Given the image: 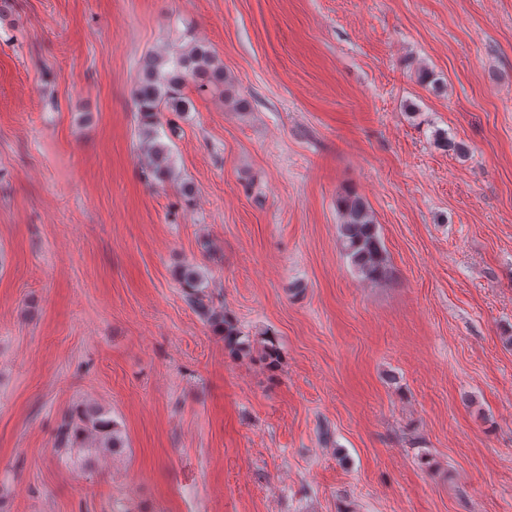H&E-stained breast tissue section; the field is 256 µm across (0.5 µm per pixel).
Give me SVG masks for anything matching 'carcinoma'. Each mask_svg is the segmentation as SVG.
Returning a JSON list of instances; mask_svg holds the SVG:
<instances>
[{"mask_svg":"<svg viewBox=\"0 0 512 512\" xmlns=\"http://www.w3.org/2000/svg\"><path fill=\"white\" fill-rule=\"evenodd\" d=\"M225 82L224 66L204 43L191 42L172 51L151 56L142 69L133 89L137 112L142 118L140 136L146 155V175L161 181L172 175L170 150L159 141L158 116L172 112L180 116L194 106L187 89L203 91L212 84ZM341 217L340 234L345 250L358 271L369 280L385 275L383 246L372 213L358 195L349 193L337 200ZM193 305L213 327L224 333V346L234 355L245 347L241 332L224 310H217L202 291V276L192 267L180 275ZM94 447L114 456L123 453L125 438L112 418L104 410L91 405H77L62 419L56 436L54 451L64 456L78 448Z\"/></svg>","mask_w":512,"mask_h":512,"instance_id":"cac0c4a2","label":"carcinoma"}]
</instances>
